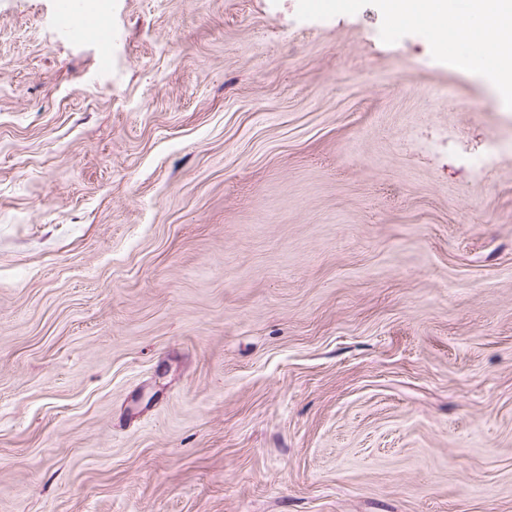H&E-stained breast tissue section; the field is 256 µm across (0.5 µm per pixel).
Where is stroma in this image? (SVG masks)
Instances as JSON below:
<instances>
[{"instance_id":"35a3bbf8","label":"stroma","mask_w":512,"mask_h":512,"mask_svg":"<svg viewBox=\"0 0 512 512\" xmlns=\"http://www.w3.org/2000/svg\"><path fill=\"white\" fill-rule=\"evenodd\" d=\"M57 5L0 0V512H512L481 72L376 0H85L105 74ZM65 5L56 15V25L57 27L65 33L67 36L79 39L86 37L90 29L97 31L98 39L102 41L105 40V32L97 30L96 28H88L85 26L77 25L74 22L75 11L71 7V1H64Z\"/></svg>"}]
</instances>
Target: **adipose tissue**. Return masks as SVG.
<instances>
[{"label":"adipose tissue","mask_w":512,"mask_h":512,"mask_svg":"<svg viewBox=\"0 0 512 512\" xmlns=\"http://www.w3.org/2000/svg\"><path fill=\"white\" fill-rule=\"evenodd\" d=\"M380 11L391 27L429 28L439 54L472 50L499 101L512 103V0H380Z\"/></svg>","instance_id":"adipose-tissue-1"}]
</instances>
